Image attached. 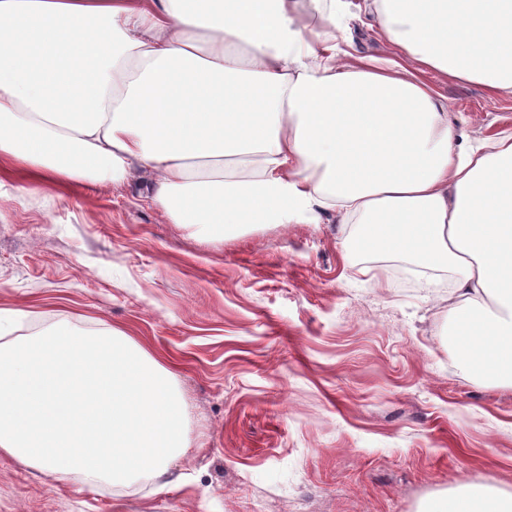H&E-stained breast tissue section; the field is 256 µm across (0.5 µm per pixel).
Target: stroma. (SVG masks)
Returning <instances> with one entry per match:
<instances>
[{
  "label": "stroma",
  "mask_w": 512,
  "mask_h": 512,
  "mask_svg": "<svg viewBox=\"0 0 512 512\" xmlns=\"http://www.w3.org/2000/svg\"><path fill=\"white\" fill-rule=\"evenodd\" d=\"M339 48L401 58L371 18ZM468 144L512 96L427 70ZM0 205V308L134 336L172 365L190 448L177 485L56 481L0 456V512H423L462 485L512 496V388L459 362L452 285L346 249L338 222L219 235L148 183L39 185Z\"/></svg>",
  "instance_id": "obj_1"
}]
</instances>
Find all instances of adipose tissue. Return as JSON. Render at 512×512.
Listing matches in <instances>:
<instances>
[{
	"label": "adipose tissue",
	"mask_w": 512,
	"mask_h": 512,
	"mask_svg": "<svg viewBox=\"0 0 512 512\" xmlns=\"http://www.w3.org/2000/svg\"><path fill=\"white\" fill-rule=\"evenodd\" d=\"M407 63L337 55L343 0H0V167L132 178L174 224L358 220L457 270L463 366L512 387V133L473 147L420 71L512 94V0H365ZM0 309V455L86 485L172 474L174 373L125 331ZM427 512H512L461 487Z\"/></svg>",
	"instance_id": "adipose-tissue-1"
}]
</instances>
